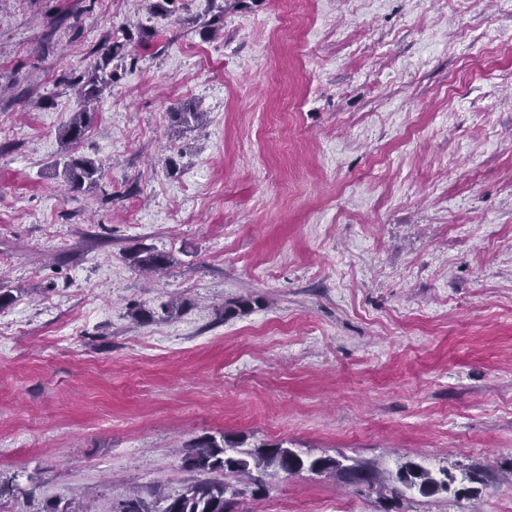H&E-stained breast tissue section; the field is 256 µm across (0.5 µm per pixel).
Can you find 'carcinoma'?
Wrapping results in <instances>:
<instances>
[{"instance_id": "cac0c4a2", "label": "carcinoma", "mask_w": 512, "mask_h": 512, "mask_svg": "<svg viewBox=\"0 0 512 512\" xmlns=\"http://www.w3.org/2000/svg\"><path fill=\"white\" fill-rule=\"evenodd\" d=\"M127 39L115 34L108 38L101 50V61L94 66V73L81 86V103L98 100L112 85L113 71L109 65L113 59L125 55ZM89 127V112L81 108L72 113L67 125L58 133L62 154L55 165L62 166V174L70 190L79 191L84 186L97 183L101 167L92 159L76 155L75 148L85 138ZM136 267L148 272H159L171 263L170 256L149 249L133 256ZM186 465L202 475L175 496L153 493L146 498L134 493L115 507L113 512H235L231 498L238 495L230 490L226 478L245 475L253 485L252 493L264 490L265 478L291 470L340 476L352 486H373L378 478L374 464L343 457L304 456L284 443L263 442L252 448H242V442L223 435L219 438L206 436L194 442L185 457ZM455 482L448 469L436 471L415 462L400 466L394 477L392 493L401 496L404 490H417L422 495L447 491ZM231 497H226V494Z\"/></svg>"}]
</instances>
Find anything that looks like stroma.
Instances as JSON below:
<instances>
[{
  "instance_id": "stroma-1",
  "label": "stroma",
  "mask_w": 512,
  "mask_h": 512,
  "mask_svg": "<svg viewBox=\"0 0 512 512\" xmlns=\"http://www.w3.org/2000/svg\"><path fill=\"white\" fill-rule=\"evenodd\" d=\"M123 28L71 192V81ZM0 288V512L178 494L224 434L387 476L236 512H512V0H0ZM410 460L454 485L393 496ZM89 112L80 108L73 112L67 125L58 133L62 154L55 161L62 163V174L71 191H80L85 185L96 184L101 167L92 159L76 155L75 148L85 138L89 127ZM136 267L148 272H160L171 263L170 256L149 249L141 250L133 256Z\"/></svg>"
}]
</instances>
